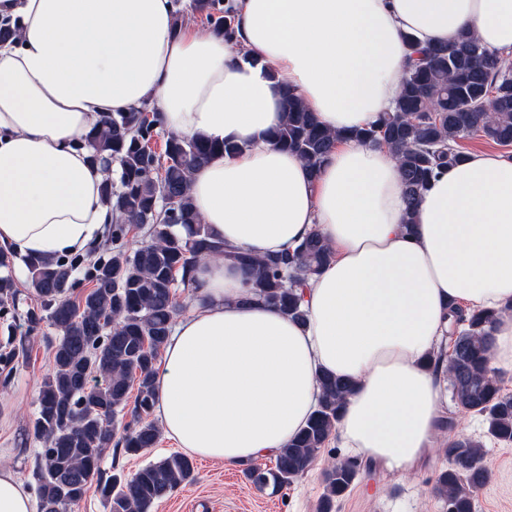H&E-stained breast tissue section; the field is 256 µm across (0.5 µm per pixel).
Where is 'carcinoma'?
I'll use <instances>...</instances> for the list:
<instances>
[{
	"instance_id": "obj_1",
	"label": "carcinoma",
	"mask_w": 512,
	"mask_h": 512,
	"mask_svg": "<svg viewBox=\"0 0 512 512\" xmlns=\"http://www.w3.org/2000/svg\"><path fill=\"white\" fill-rule=\"evenodd\" d=\"M175 25L198 17L231 41L235 30L225 0L175 3ZM284 119L272 133L275 144L317 170L336 144L314 113L288 95ZM162 131L148 106L102 117L87 139L90 161L117 164L116 179L103 192L112 205V228L102 255L86 270L92 288L74 300L75 265L43 257L24 259L30 287L40 307L27 313L28 329L46 321L57 331L52 370L41 381L31 420L42 442L32 477L39 512H71L88 490L96 488L108 512H151L155 502L194 476L186 455L174 454L140 468L131 478L108 475L101 468L107 450L138 455L153 448L160 430L145 421L156 406L154 374L159 354L171 335L179 311L177 288L193 291L194 273L209 255H222L247 271L254 298L278 307L294 319L305 316L304 289L333 258L324 238L312 234L285 254L253 256L215 239L195 211L189 176L203 161L241 150L238 145L168 133L163 158L146 151ZM484 137L512 146V69L500 64L474 36L452 40L417 53L406 67L391 111L373 128L350 138L362 145H385L397 156L408 214H413L437 170L464 157L460 141ZM170 207L161 205L162 199ZM142 239L133 250L129 234ZM14 254L0 249V303L14 300L10 275ZM501 312L452 311L449 353L435 354L460 413L484 417L489 438L512 443V394L490 367V329ZM322 396L305 427L280 449L271 468L249 466L245 476L260 488L277 491L302 477L330 440L350 381L320 375ZM137 386L133 407L129 392ZM130 415L122 434L114 431L118 415ZM450 465L437 492L448 512H474V492L491 473L480 440L448 443ZM360 464L336 462L324 472L319 512H332L336 500L355 483Z\"/></svg>"
}]
</instances>
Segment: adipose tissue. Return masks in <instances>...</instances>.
I'll use <instances>...</instances> for the list:
<instances>
[{"label":"adipose tissue","instance_id":"ef3b65f1","mask_svg":"<svg viewBox=\"0 0 512 512\" xmlns=\"http://www.w3.org/2000/svg\"><path fill=\"white\" fill-rule=\"evenodd\" d=\"M237 39L173 28V0H0V244L89 252L112 222L90 165L101 115L149 104L167 132L240 145L196 167L193 204L231 247L263 256L320 234L334 259L305 324L260 301L217 257L156 369L163 427L186 454L235 468L285 447L316 409L320 372L351 380L334 435L406 471L434 441L443 376L424 367L451 305L501 310L490 365L512 369V158L439 171L408 214L393 152L345 140L390 111L412 49L473 33L512 66V0H228ZM293 94L336 134L317 174L275 145ZM414 230H407L406 218ZM0 512H37L0 462Z\"/></svg>","mask_w":512,"mask_h":512}]
</instances>
